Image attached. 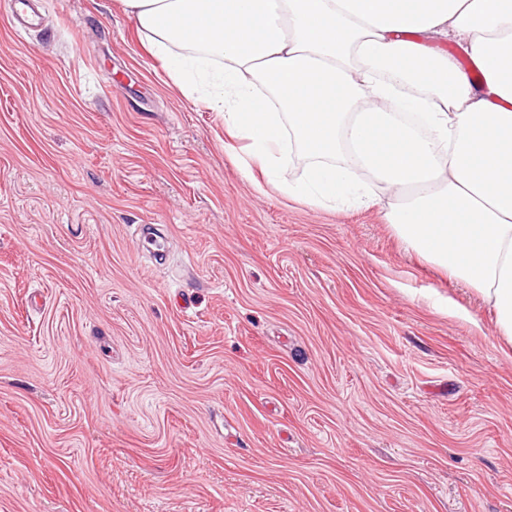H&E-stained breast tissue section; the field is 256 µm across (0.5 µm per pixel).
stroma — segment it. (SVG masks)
I'll list each match as a JSON object with an SVG mask.
<instances>
[{
	"mask_svg": "<svg viewBox=\"0 0 512 512\" xmlns=\"http://www.w3.org/2000/svg\"><path fill=\"white\" fill-rule=\"evenodd\" d=\"M46 9L0 13V512H512L466 287L246 173L120 0ZM39 0H3L1 10L7 15L10 24L18 35L27 33L39 23L43 16L38 11Z\"/></svg>",
	"mask_w": 512,
	"mask_h": 512,
	"instance_id": "1",
	"label": "stroma"
}]
</instances>
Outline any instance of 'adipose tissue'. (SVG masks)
<instances>
[{"label":"adipose tissue","instance_id":"adipose-tissue-1","mask_svg":"<svg viewBox=\"0 0 512 512\" xmlns=\"http://www.w3.org/2000/svg\"><path fill=\"white\" fill-rule=\"evenodd\" d=\"M247 167L313 206L389 197L397 235L470 288L512 345V0H122ZM456 42L471 77L427 42Z\"/></svg>","mask_w":512,"mask_h":512}]
</instances>
